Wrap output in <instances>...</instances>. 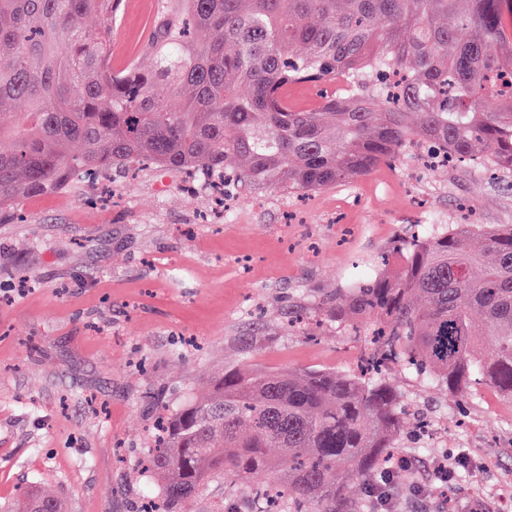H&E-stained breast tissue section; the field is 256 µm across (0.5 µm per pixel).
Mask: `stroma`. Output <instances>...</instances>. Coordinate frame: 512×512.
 Segmentation results:
<instances>
[{
  "mask_svg": "<svg viewBox=\"0 0 512 512\" xmlns=\"http://www.w3.org/2000/svg\"><path fill=\"white\" fill-rule=\"evenodd\" d=\"M155 14L154 0H124L117 55L142 50ZM425 222L512 225V177L427 168L412 151L303 198L242 189L220 213L193 174L152 166L0 211V501L36 483L67 512H138L160 406L225 368L345 371L371 357L352 332L310 339L288 321L330 306ZM386 380L407 410L390 512H512V402L485 388L460 399L396 363ZM450 454L444 486L434 473Z\"/></svg>",
  "mask_w": 512,
  "mask_h": 512,
  "instance_id": "obj_1",
  "label": "stroma"
}]
</instances>
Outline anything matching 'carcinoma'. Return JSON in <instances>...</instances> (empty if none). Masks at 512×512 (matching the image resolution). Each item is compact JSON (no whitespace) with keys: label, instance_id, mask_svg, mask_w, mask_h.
Listing matches in <instances>:
<instances>
[{"label":"carcinoma","instance_id":"carcinoma-1","mask_svg":"<svg viewBox=\"0 0 512 512\" xmlns=\"http://www.w3.org/2000/svg\"><path fill=\"white\" fill-rule=\"evenodd\" d=\"M121 0H0V210L65 190L86 171L152 164L232 175L255 190L317 191L363 176L416 138L446 160L512 174L508 0H158L143 51L114 70ZM96 16L95 27L84 19ZM453 17V24L448 18ZM297 109L288 88L334 85ZM496 97L486 112L480 100ZM336 295L448 392L512 401V225L432 227ZM402 410L379 375L232 367L159 423L141 512L190 497L224 512V478L255 512H356L346 479L377 473ZM261 475L262 484L251 485ZM67 512L25 488L7 512Z\"/></svg>","mask_w":512,"mask_h":512}]
</instances>
